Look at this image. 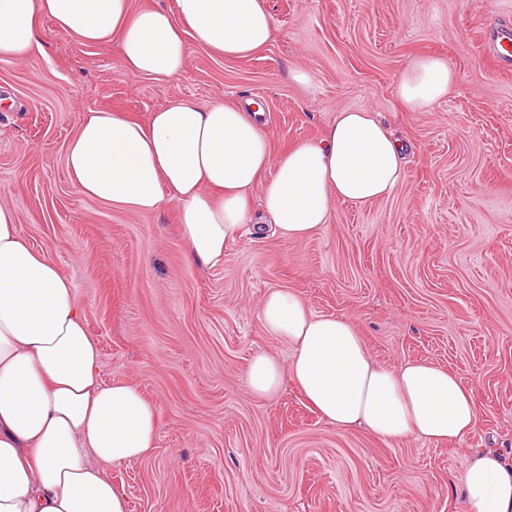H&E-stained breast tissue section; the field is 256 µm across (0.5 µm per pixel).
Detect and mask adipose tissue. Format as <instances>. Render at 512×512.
Here are the masks:
<instances>
[{
	"mask_svg": "<svg viewBox=\"0 0 512 512\" xmlns=\"http://www.w3.org/2000/svg\"><path fill=\"white\" fill-rule=\"evenodd\" d=\"M175 10H132L130 0H0V61L29 56L37 19L85 44L118 40L125 75L158 79L188 68L183 31L227 57L265 47L273 27L263 0H175ZM455 74L440 57L416 59L396 94L418 111L447 97ZM78 190L114 209L150 213L175 204L190 259L210 268L247 225L304 239L329 222L331 200L389 196L404 177L403 147L370 111L338 112L322 136L273 154L256 115L238 106L174 99L147 122L87 112L66 149ZM267 336L288 343L289 366L267 353L247 369L251 392L277 394L284 379L342 429L378 437L453 442L470 432V390L426 362L394 368L372 358L345 319L313 314L282 289L261 299ZM99 346L73 285L46 253L25 243L13 208L0 205V512H127L103 467L156 446L155 406L131 382L103 384ZM465 512H512V462L474 453L458 478Z\"/></svg>",
	"mask_w": 512,
	"mask_h": 512,
	"instance_id": "adipose-tissue-1",
	"label": "adipose tissue"
}]
</instances>
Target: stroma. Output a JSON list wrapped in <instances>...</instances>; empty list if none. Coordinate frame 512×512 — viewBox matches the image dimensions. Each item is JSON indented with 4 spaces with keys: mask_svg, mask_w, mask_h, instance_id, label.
Segmentation results:
<instances>
[{
    "mask_svg": "<svg viewBox=\"0 0 512 512\" xmlns=\"http://www.w3.org/2000/svg\"><path fill=\"white\" fill-rule=\"evenodd\" d=\"M274 37L227 59L185 31L187 71L129 77L118 42L84 44L39 21L29 60L0 61V204L74 285L104 383L138 385L159 416L157 446L106 466L128 512H464L458 477L485 449L512 455V65L486 29L512 30V0H265ZM456 74L448 97L404 110L396 86L416 58ZM306 74L308 83L297 81ZM262 108L273 153L317 138L342 109L378 112L404 141L405 177L362 206L336 202L314 236L227 243L203 269L175 205L139 214L81 194L65 149L85 112L147 121L172 98ZM350 321L370 354L426 360L472 390L476 426L451 444L343 430L294 382L253 396L268 289Z\"/></svg>",
    "mask_w": 512,
    "mask_h": 512,
    "instance_id": "1",
    "label": "stroma"
}]
</instances>
